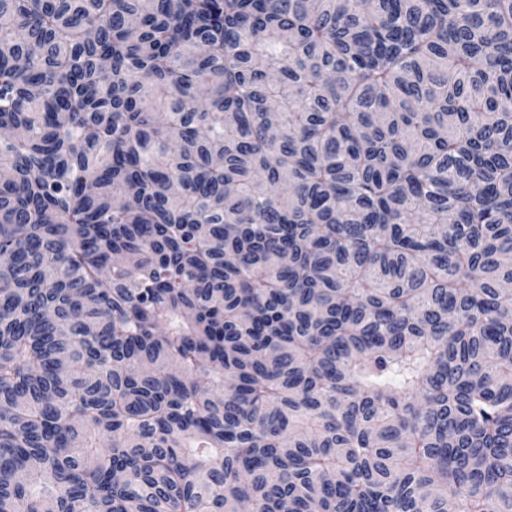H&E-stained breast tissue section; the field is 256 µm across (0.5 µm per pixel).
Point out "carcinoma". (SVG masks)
Here are the masks:
<instances>
[{"instance_id":"carcinoma-1","label":"carcinoma","mask_w":512,"mask_h":512,"mask_svg":"<svg viewBox=\"0 0 512 512\" xmlns=\"http://www.w3.org/2000/svg\"><path fill=\"white\" fill-rule=\"evenodd\" d=\"M0 512H512V0H0Z\"/></svg>"}]
</instances>
